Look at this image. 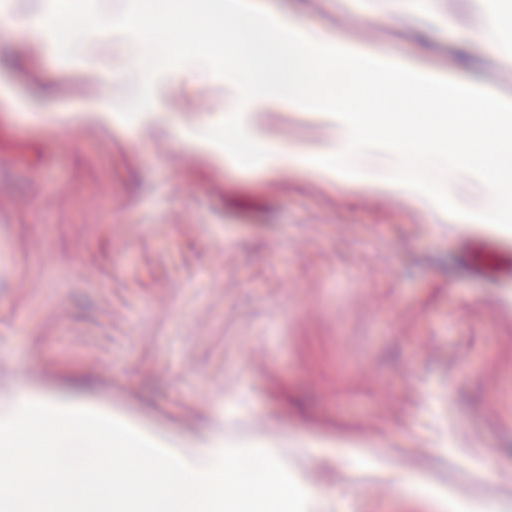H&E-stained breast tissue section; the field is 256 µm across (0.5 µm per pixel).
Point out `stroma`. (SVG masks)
Segmentation results:
<instances>
[{
  "label": "stroma",
  "instance_id": "stroma-1",
  "mask_svg": "<svg viewBox=\"0 0 512 512\" xmlns=\"http://www.w3.org/2000/svg\"><path fill=\"white\" fill-rule=\"evenodd\" d=\"M504 0H256L373 52L512 92L488 41ZM0 416L18 378L111 410L191 456L205 432L277 448L308 512H512V230L295 163L341 125L271 101L248 133L269 171L203 133L224 81L164 73L159 110L98 109L94 62L0 32ZM412 481L411 502L394 481Z\"/></svg>",
  "mask_w": 512,
  "mask_h": 512
}]
</instances>
